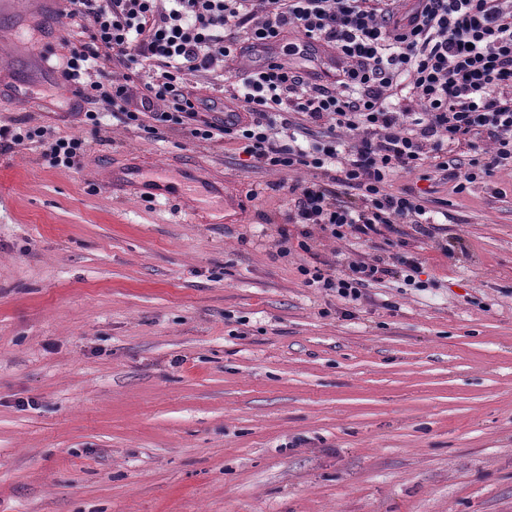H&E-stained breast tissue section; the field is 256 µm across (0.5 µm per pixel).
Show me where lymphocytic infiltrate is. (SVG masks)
I'll list each match as a JSON object with an SVG mask.
<instances>
[{
  "instance_id": "lymphocytic-infiltrate-1",
  "label": "lymphocytic infiltrate",
  "mask_w": 512,
  "mask_h": 512,
  "mask_svg": "<svg viewBox=\"0 0 512 512\" xmlns=\"http://www.w3.org/2000/svg\"><path fill=\"white\" fill-rule=\"evenodd\" d=\"M61 18L84 35L71 45L62 76L79 90L73 115L98 125L101 111L151 137L177 125L190 138L228 140L250 168L324 170L301 188L287 221L369 240L397 224L431 236L413 192H389L398 171L433 160L457 190L512 164V0H66ZM318 42L330 52L329 78L292 67L289 56ZM284 44L223 100L197 96L186 76L213 71L245 49ZM325 140L302 148L307 125ZM362 130L355 146L337 130ZM493 148L460 170L445 144ZM25 141L53 165L79 166L84 143L52 125H0V155ZM307 286L358 299L390 275L413 280L416 260L349 262L345 270L301 267Z\"/></svg>"
}]
</instances>
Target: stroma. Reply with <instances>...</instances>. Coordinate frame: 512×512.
I'll return each instance as SVG.
<instances>
[{
  "label": "stroma",
  "mask_w": 512,
  "mask_h": 512,
  "mask_svg": "<svg viewBox=\"0 0 512 512\" xmlns=\"http://www.w3.org/2000/svg\"><path fill=\"white\" fill-rule=\"evenodd\" d=\"M57 0H0V124L77 136L0 155V512H512V165L457 191L416 186L432 237L314 234L278 256L290 185L229 142L150 139L77 102L56 61L78 42ZM223 80L188 77L206 96ZM53 101L32 112L15 93ZM177 192L144 197L131 173ZM401 254L422 266L358 300L300 266ZM24 141L39 143L54 166L74 168L80 165L84 142L78 137H55L52 125H31L29 121L14 120L0 125V155Z\"/></svg>",
  "instance_id": "1"
}]
</instances>
